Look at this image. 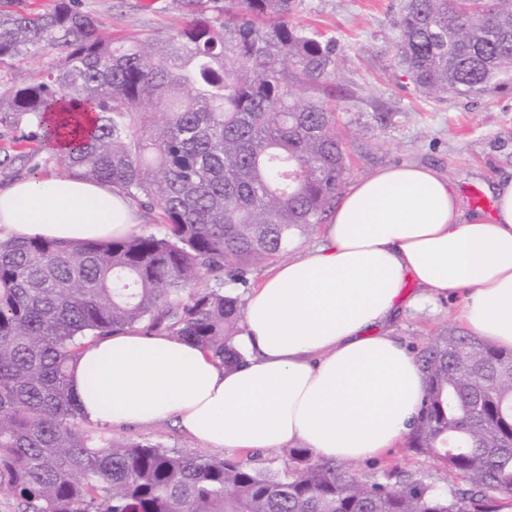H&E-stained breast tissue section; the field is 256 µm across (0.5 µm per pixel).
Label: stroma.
I'll return each instance as SVG.
<instances>
[{
	"label": "stroma",
	"instance_id": "35a3bbf8",
	"mask_svg": "<svg viewBox=\"0 0 512 512\" xmlns=\"http://www.w3.org/2000/svg\"><path fill=\"white\" fill-rule=\"evenodd\" d=\"M404 0H299L295 20L333 39L343 67L338 79L320 88L340 105L339 125L346 136L349 172L345 185L392 166L432 167L458 186L466 213H474L472 190L488 191L498 181L512 179V90L480 99L428 96L407 77L396 54L395 20ZM101 29L113 36H164L185 20L170 0H79ZM12 146L17 161L0 173V188L32 178L43 167L31 155L18 132L0 128V147ZM462 296L437 301L435 311L410 310L398 318L393 331L412 352L425 348L443 331H465L458 318ZM97 438L150 441L167 448L199 453V441L170 422L152 425L101 427L87 424ZM396 468L418 472L443 485L444 470L434 458L397 445L380 457L356 463L366 479Z\"/></svg>",
	"mask_w": 512,
	"mask_h": 512
}]
</instances>
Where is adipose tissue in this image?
<instances>
[{
	"instance_id": "1",
	"label": "adipose tissue",
	"mask_w": 512,
	"mask_h": 512,
	"mask_svg": "<svg viewBox=\"0 0 512 512\" xmlns=\"http://www.w3.org/2000/svg\"><path fill=\"white\" fill-rule=\"evenodd\" d=\"M492 193L487 219L466 215L458 189L426 166L357 181L320 242L248 294L234 341L240 362L133 329L85 341L70 381L82 415L101 426L171 420L216 449L382 454L415 429L426 391L416 358L389 328L404 306L467 289L464 321L512 349V180ZM145 222L107 184L49 176L0 190L4 240H98L140 233ZM410 280L421 287L411 298Z\"/></svg>"
}]
</instances>
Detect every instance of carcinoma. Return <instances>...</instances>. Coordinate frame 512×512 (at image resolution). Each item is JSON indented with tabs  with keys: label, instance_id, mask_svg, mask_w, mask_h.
<instances>
[{
	"label": "carcinoma",
	"instance_id": "cac0c4a2",
	"mask_svg": "<svg viewBox=\"0 0 512 512\" xmlns=\"http://www.w3.org/2000/svg\"><path fill=\"white\" fill-rule=\"evenodd\" d=\"M192 17L160 38L103 36L52 0L0 11V62L58 58L0 94V126L55 177L102 181L160 210L166 233L0 240V491L18 512H507L512 350L444 332L418 354L427 390L407 439L447 489L290 452L282 474L148 441L95 444L69 387L83 341L126 328L240 358L251 268L288 254L347 172L336 103L300 96L339 77L333 41L292 21L296 0H171ZM397 55L435 98L512 87V0H406Z\"/></svg>",
	"mask_w": 512,
	"mask_h": 512
}]
</instances>
